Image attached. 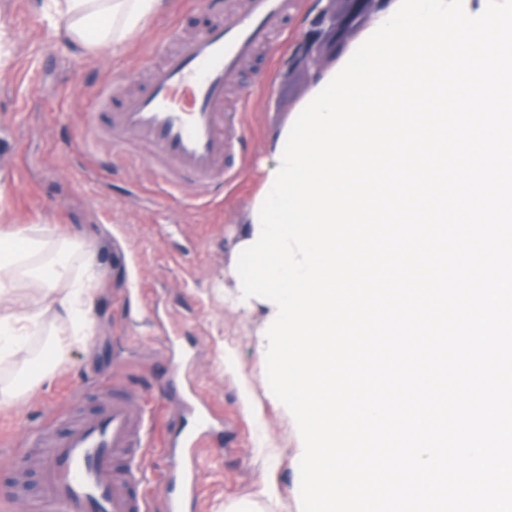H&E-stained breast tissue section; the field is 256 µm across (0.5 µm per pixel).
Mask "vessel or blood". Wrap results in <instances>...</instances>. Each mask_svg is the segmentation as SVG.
Masks as SVG:
<instances>
[{"instance_id": "obj_1", "label": "vessel or blood", "mask_w": 512, "mask_h": 512, "mask_svg": "<svg viewBox=\"0 0 512 512\" xmlns=\"http://www.w3.org/2000/svg\"><path fill=\"white\" fill-rule=\"evenodd\" d=\"M296 0H225L224 9L206 28L182 37L178 28L159 36L154 52L160 64L151 66L147 84L123 92L125 76H115L103 88L96 109L120 97L107 127L96 117L87 121L86 144L106 136L133 137L151 151L146 159L154 180L168 192L192 187L200 201H210L225 184L237 179L240 165L233 157L232 127H243L244 115L224 109L226 87L243 63L262 45L283 35V22ZM81 391L48 408L36 432L21 436L5 465L15 475L34 468L39 496L30 512H194L198 490L195 467L174 461L163 500L146 490L152 454L151 416L144 397L123 390L117 379L100 386L101 404L78 413ZM180 418L168 445L193 455L213 424V414L196 393L177 398ZM38 456H30V449Z\"/></svg>"}]
</instances>
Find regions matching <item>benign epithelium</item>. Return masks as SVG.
I'll return each mask as SVG.
<instances>
[{
  "instance_id": "obj_1",
  "label": "benign epithelium",
  "mask_w": 512,
  "mask_h": 512,
  "mask_svg": "<svg viewBox=\"0 0 512 512\" xmlns=\"http://www.w3.org/2000/svg\"><path fill=\"white\" fill-rule=\"evenodd\" d=\"M392 0H316L317 10L301 41L288 58V68L317 80L327 53L365 20L385 13Z\"/></svg>"
}]
</instances>
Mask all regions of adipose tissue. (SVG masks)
Here are the masks:
<instances>
[{
    "label": "adipose tissue",
    "instance_id": "adipose-tissue-1",
    "mask_svg": "<svg viewBox=\"0 0 512 512\" xmlns=\"http://www.w3.org/2000/svg\"><path fill=\"white\" fill-rule=\"evenodd\" d=\"M166 4L167 0H44L39 20L53 38L94 56L122 46ZM79 250V244L64 236L38 235L21 224L0 225L1 353L19 349L21 337L41 317L37 310L15 316L26 288L67 318L70 334H91L92 322L82 306L96 290V274L88 265L83 275H74L72 261Z\"/></svg>",
    "mask_w": 512,
    "mask_h": 512
}]
</instances>
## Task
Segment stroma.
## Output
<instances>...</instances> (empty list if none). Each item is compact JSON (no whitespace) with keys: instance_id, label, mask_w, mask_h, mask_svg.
<instances>
[{"instance_id":"stroma-1","label":"stroma","mask_w":512,"mask_h":512,"mask_svg":"<svg viewBox=\"0 0 512 512\" xmlns=\"http://www.w3.org/2000/svg\"><path fill=\"white\" fill-rule=\"evenodd\" d=\"M41 0H0V225L56 228L90 244L99 289L89 305L93 336L61 355L53 376L16 401L0 405V432L39 425L42 411L67 389L85 392L83 411L100 404L98 384L121 369L128 391L162 403L174 364L180 385L203 395L216 415L221 449L197 450L202 494L196 512H224L254 501L256 512H301L299 462L303 441L289 410L267 383L257 350L269 327L262 304L235 305L237 244L282 129L293 125L312 84L286 74L289 54L313 15L314 0H298L282 43L261 49L228 86L225 107L245 109L246 150L240 175L215 200L192 191L160 192L146 167L118 160L137 155L125 138L89 150L87 114L114 73L136 70L171 25L191 34L210 22V0H169L164 12L117 49L95 57L49 36L38 21ZM55 311L41 317L20 352L0 359V386L11 385L25 359L68 330ZM169 335L167 344L158 338Z\"/></svg>"}]
</instances>
